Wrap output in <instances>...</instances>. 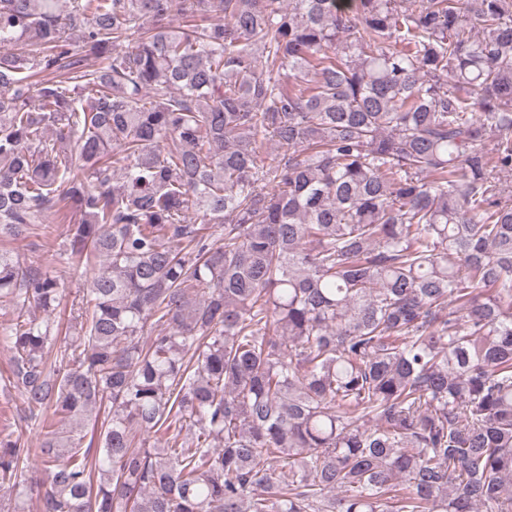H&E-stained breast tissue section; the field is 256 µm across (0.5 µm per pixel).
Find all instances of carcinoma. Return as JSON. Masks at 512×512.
Instances as JSON below:
<instances>
[{
    "label": "carcinoma",
    "mask_w": 512,
    "mask_h": 512,
    "mask_svg": "<svg viewBox=\"0 0 512 512\" xmlns=\"http://www.w3.org/2000/svg\"><path fill=\"white\" fill-rule=\"evenodd\" d=\"M505 172L512 0H0L12 512H512ZM42 243L40 238L30 237L20 242H2L0 248L4 245L6 248L15 250L19 254L21 262L25 264H39L42 259ZM59 279H60V290L62 291V303L67 304L68 308L73 301H78L79 296L82 295V291L85 285V281L89 276V272L86 275L82 273L84 270L80 269L79 272H75L72 268H69L67 264L59 265ZM22 410V397L17 389L11 388L9 392L0 389V434L12 431L16 437L22 431L25 439L35 441L38 432L26 427V422L20 418L23 416Z\"/></svg>",
    "instance_id": "obj_1"
}]
</instances>
